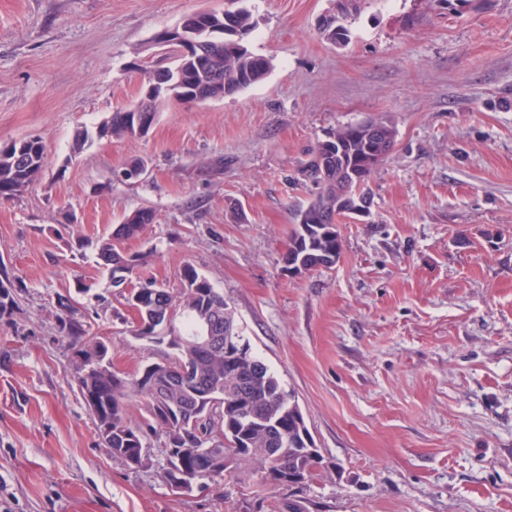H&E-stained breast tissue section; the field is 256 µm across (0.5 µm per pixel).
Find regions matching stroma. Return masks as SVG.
Wrapping results in <instances>:
<instances>
[{
  "instance_id": "obj_1",
  "label": "stroma",
  "mask_w": 512,
  "mask_h": 512,
  "mask_svg": "<svg viewBox=\"0 0 512 512\" xmlns=\"http://www.w3.org/2000/svg\"><path fill=\"white\" fill-rule=\"evenodd\" d=\"M223 6L0 0V147L36 136L47 161L0 201V274L22 284L0 316V498L11 512H287L288 489L247 467L173 492L161 435L129 469L78 392L57 295H74L121 375L173 354L137 336L94 254L70 247L149 207L154 223L123 243L146 259L132 287L180 298L190 264L223 293L324 457L310 512H512V0H355L344 46L318 31L338 0H246L263 80L161 102L145 137L74 152L78 131L171 65L160 32ZM368 121L396 130L369 215L340 219L335 267L288 272L315 194L302 165L327 133ZM133 158L145 171L124 178Z\"/></svg>"
}]
</instances>
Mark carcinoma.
<instances>
[{"label":"carcinoma","mask_w":512,"mask_h":512,"mask_svg":"<svg viewBox=\"0 0 512 512\" xmlns=\"http://www.w3.org/2000/svg\"><path fill=\"white\" fill-rule=\"evenodd\" d=\"M236 2L227 0L224 12L214 10L201 16L194 39L203 41L202 45L192 44L187 50L174 46L175 65L160 71L164 82L152 99L148 125L155 121L161 98L203 103L233 95L267 75L270 60L251 53L245 45L253 30L251 13L245 8H232ZM346 20L345 13L336 16L320 33L334 44H343L349 39ZM141 117L134 106L117 110L96 127L95 134L142 138L144 134L138 130ZM378 125L381 137L377 141L366 140L359 125L354 124L336 129L312 149L301 175L319 192L301 211L291 233L285 261L292 272L303 274L336 265L341 254L339 235L336 225L327 223L323 214H334L336 199L347 190L349 169L355 170L363 187L373 169L392 151L393 126L386 121ZM45 164V147L37 137L15 140L0 148V198L22 195L21 188L33 186ZM154 221L152 209L138 208L107 236L95 241L79 238L75 245L80 251L92 250L98 265L108 271L111 286L125 289L135 268L141 265V257L125 254L121 244ZM182 283L186 329L169 339L174 358L149 364L131 378L112 370L109 345L92 340L87 325L63 310L64 296L57 297L60 333L88 371L87 376L77 378L80 395L97 427L112 424V432L102 437L105 447L128 468L138 470L143 467L141 450L152 434L163 433L167 448L187 446L176 407L202 401L207 408L201 428L207 433L219 427L224 432V446L207 455L188 454L179 459L167 456L174 469H166L165 478L213 482L238 471L247 462L256 466L264 483L290 491L304 490L323 466L324 458L319 451L309 453L311 434L295 396L284 390L258 358L250 363L233 350L211 352L192 346L201 321L214 309L224 312V321L231 326L230 335L241 342L244 338L240 337L234 311L224 295L193 265L184 267ZM17 288L10 277L0 278V316L13 312ZM126 300L136 309L138 335L156 338V328L173 308L170 292L151 283L129 292ZM165 378L174 382V392L167 401L158 399L153 390L155 381ZM135 401L144 410L138 419L131 413Z\"/></svg>","instance_id":"cac0c4a2"}]
</instances>
